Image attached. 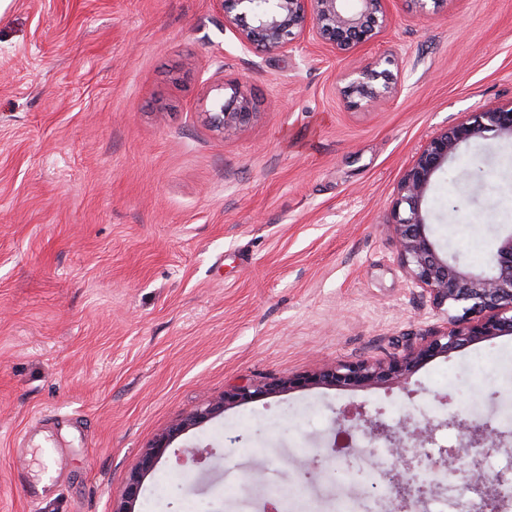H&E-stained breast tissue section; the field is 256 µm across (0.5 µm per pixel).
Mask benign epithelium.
<instances>
[{"label":"benign epithelium","mask_w":512,"mask_h":512,"mask_svg":"<svg viewBox=\"0 0 512 512\" xmlns=\"http://www.w3.org/2000/svg\"><path fill=\"white\" fill-rule=\"evenodd\" d=\"M256 0H214L224 15V24L235 29L244 50H285L298 35L311 29L312 36L334 50L350 52L375 41L386 25L385 0H266L258 11ZM389 57L352 67L345 74L340 95L350 107L363 101L389 98L395 81ZM251 100L234 89L224 99V110L208 113L213 128L222 137L235 136L253 119ZM492 132L512 138V102L482 107L449 124L424 145L398 186L393 221L389 224L399 256L413 282L429 294L433 305L457 310L451 326L421 339L404 355L388 362L338 363L319 373L290 376L272 384L239 386L173 425L140 457L113 512H133L144 477L153 471L170 443L184 431L198 427L225 410L271 394L312 385L341 388L365 387L408 378L424 362L447 356L478 340L512 334V232L499 243L488 269L476 272L460 264L438 245L430 230L425 202L436 173L458 148ZM343 425L364 427L383 437L392 458L382 472L391 492L394 512H409L410 504L433 490L434 481L424 478L427 465L464 475L470 484L496 486L512 481L505 474L489 475L485 458L504 442L502 432L487 423L454 417L459 447L437 448L424 460L421 448L433 442V422L420 423L406 416L388 425L365 408L340 413Z\"/></svg>","instance_id":"1"}]
</instances>
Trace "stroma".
I'll return each instance as SVG.
<instances>
[{
    "instance_id": "obj_1",
    "label": "stroma",
    "mask_w": 512,
    "mask_h": 512,
    "mask_svg": "<svg viewBox=\"0 0 512 512\" xmlns=\"http://www.w3.org/2000/svg\"><path fill=\"white\" fill-rule=\"evenodd\" d=\"M385 10L348 54L309 35L245 51L212 0L0 12V512H112L142 453L224 391L387 360L448 328L386 226L427 140L512 101V0ZM383 56L396 94L348 107L345 73ZM218 83L256 112L228 139L205 120ZM425 208L444 250L487 268L512 231V140L462 146ZM349 405L498 423L512 335L405 380L226 410L170 445L135 512H263L269 486L297 483L335 512L349 467L333 448L372 441L339 425Z\"/></svg>"
}]
</instances>
